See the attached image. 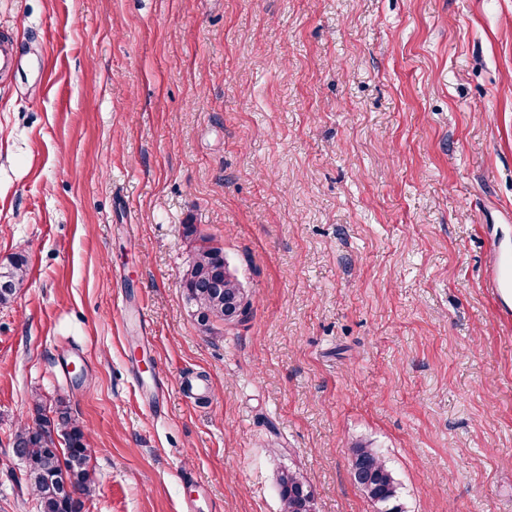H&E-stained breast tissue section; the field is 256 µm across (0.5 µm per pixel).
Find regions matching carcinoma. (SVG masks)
Segmentation results:
<instances>
[{
	"label": "carcinoma",
	"mask_w": 512,
	"mask_h": 512,
	"mask_svg": "<svg viewBox=\"0 0 512 512\" xmlns=\"http://www.w3.org/2000/svg\"><path fill=\"white\" fill-rule=\"evenodd\" d=\"M224 251L200 246L182 276L187 300L199 311L198 323L209 330L212 322L240 318L248 305L237 288H213L222 276ZM26 275L25 259L12 257L0 265V304L8 303ZM13 452L27 468L35 495L37 512H83L84 499L95 486L84 426L75 419L61 399L47 410L42 399L34 400L31 422L20 427L13 441ZM353 478L378 512H402L395 474L383 451L371 442H359L351 449ZM280 512H317L312 490L301 473L284 470L277 477ZM74 488L78 497L67 489Z\"/></svg>",
	"instance_id": "1"
}]
</instances>
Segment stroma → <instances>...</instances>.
I'll list each match as a JSON object with an SVG mask.
<instances>
[{"mask_svg":"<svg viewBox=\"0 0 512 512\" xmlns=\"http://www.w3.org/2000/svg\"><path fill=\"white\" fill-rule=\"evenodd\" d=\"M3 43L0 512H36L39 397L88 434L84 512H280L288 468L378 512L360 441L403 512H512V0H0ZM189 224L234 325L185 299ZM25 275V259L22 255L14 256L7 264L0 265V304L11 300ZM489 295L498 298L512 291V257H498L486 280ZM353 478L378 512H402L395 474L380 448L372 442H359L351 449Z\"/></svg>","mask_w":512,"mask_h":512,"instance_id":"stroma-1","label":"stroma"}]
</instances>
